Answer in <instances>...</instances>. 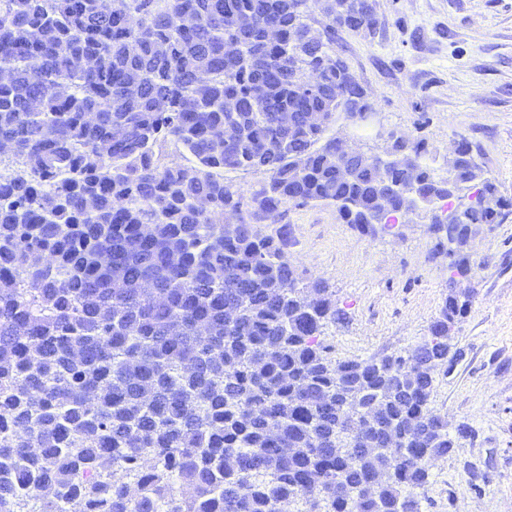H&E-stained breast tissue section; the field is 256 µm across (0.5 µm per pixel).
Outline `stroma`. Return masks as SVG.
Here are the masks:
<instances>
[{
	"mask_svg": "<svg viewBox=\"0 0 512 512\" xmlns=\"http://www.w3.org/2000/svg\"><path fill=\"white\" fill-rule=\"evenodd\" d=\"M372 33H336L335 49L367 90L380 123L422 141L446 172L466 138L500 195L512 198V0H373ZM288 260L325 282L346 313L326 327L339 359L400 354L429 333L448 294L446 250L423 212L363 235L328 205L283 206ZM474 295L452 329L431 409L466 425L435 460L421 512H512V215L473 230Z\"/></svg>",
	"mask_w": 512,
	"mask_h": 512,
	"instance_id": "35a3bbf8",
	"label": "stroma"
}]
</instances>
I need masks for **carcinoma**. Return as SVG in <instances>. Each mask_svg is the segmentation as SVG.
I'll use <instances>...</instances> for the list:
<instances>
[{
	"label": "carcinoma",
	"instance_id": "carcinoma-1",
	"mask_svg": "<svg viewBox=\"0 0 512 512\" xmlns=\"http://www.w3.org/2000/svg\"><path fill=\"white\" fill-rule=\"evenodd\" d=\"M373 24L370 0H0V512H420L454 448L431 391L473 295L449 289L415 360H336L335 295L252 223L324 203L368 235L392 221L378 195L408 184L451 246L512 211L468 141L451 191L408 138L413 175L343 171L328 130L371 104L333 42ZM225 125L239 135L215 142ZM168 141L187 163H159ZM224 169L264 182L247 201Z\"/></svg>",
	"mask_w": 512,
	"mask_h": 512
}]
</instances>
